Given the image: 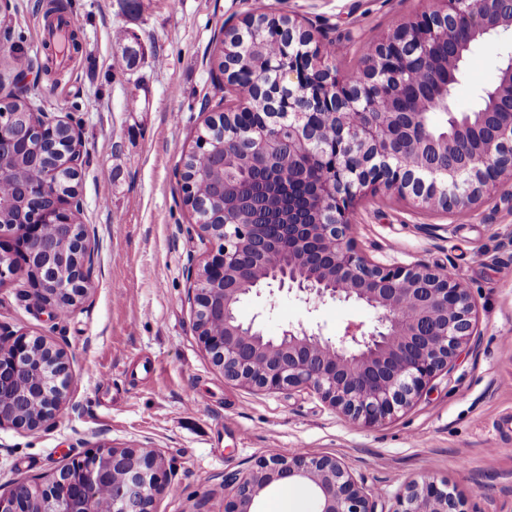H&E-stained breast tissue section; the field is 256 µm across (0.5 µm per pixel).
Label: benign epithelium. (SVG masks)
Wrapping results in <instances>:
<instances>
[{
  "label": "benign epithelium",
  "instance_id": "1",
  "mask_svg": "<svg viewBox=\"0 0 512 512\" xmlns=\"http://www.w3.org/2000/svg\"><path fill=\"white\" fill-rule=\"evenodd\" d=\"M436 8L401 24L376 41L358 82L338 77L319 62L322 43L312 30L288 20V63L257 69L224 48L219 75L234 88L252 72V89L238 104L211 117L206 129H224V159L232 158L235 115H258L244 136L262 157L254 177L240 185L216 186L224 194V221L204 218L208 202L196 196L185 169L177 170L185 198L195 203L197 231L214 248L194 281L196 331L224 378L267 392L295 388L320 395L358 428L375 426L408 407L427 383L470 347L475 304L448 272L417 263L387 266L362 255L351 238L352 217L367 193L385 190L424 208L469 213L492 189L512 182V122L495 126L472 153L457 152V137L505 106H512V49L496 82L477 91L484 108L462 117L450 112L448 85L457 79L463 52L512 32V0H434ZM448 43V56L431 52ZM388 82L393 93L372 111L369 87ZM449 113L453 133L438 136L428 124L433 109ZM294 161L289 182H308L309 169L330 168L313 182L304 204L288 223L270 205L283 153ZM18 153L39 159L63 156L74 181L85 163L80 126L49 112H1L0 160ZM464 185L455 188L458 173ZM25 220L0 224V286L23 281L25 297L53 319L62 304L74 309L92 287L94 251L76 190L58 196L53 180L19 189ZM61 274V300L48 277ZM287 290L312 308L331 299L353 301L375 312L372 326L348 328L332 339L303 325L278 336L239 316L240 304L263 292ZM71 382L65 353L43 337L0 329V426L34 430L60 411ZM153 448L101 447L52 480L0 494V512H98L97 493L112 491L111 512H151L166 485ZM283 483L305 485L315 512H374L372 493L331 456L271 454L247 473L224 475L231 490L224 512H257L265 491ZM393 512H467L447 483L433 478L409 482Z\"/></svg>",
  "mask_w": 512,
  "mask_h": 512
}]
</instances>
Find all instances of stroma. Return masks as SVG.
I'll list each match as a JSON object with an SVG mask.
<instances>
[{
	"mask_svg": "<svg viewBox=\"0 0 512 512\" xmlns=\"http://www.w3.org/2000/svg\"><path fill=\"white\" fill-rule=\"evenodd\" d=\"M80 50L44 72L47 33L39 0H11V45L33 66L36 105L79 122L85 165L76 181L79 218L95 241L93 284L69 316L37 313L19 288L0 287V327L41 336L69 358L72 384L56 418L28 430L0 426V494L52 478L100 446L152 448L165 463L166 491L153 512H224V476L256 468L269 452L334 456L374 493L375 512L424 475L448 483L467 512H512V184L465 216L428 212L378 192L358 205L352 240L388 265L443 268L468 288L477 334L397 417L357 428L315 393H267L225 380L195 330L192 282L210 249L194 226L175 176L225 89L211 57L226 20L242 24L253 0H62ZM428 0H265L267 10L312 26L344 69L367 42L414 19ZM141 41L127 72L114 70ZM512 38L476 49L455 90L459 109L494 82ZM275 335L288 325L343 335L370 327L372 310L326 301L307 312L278 292L239 308Z\"/></svg>",
	"mask_w": 512,
	"mask_h": 512,
	"instance_id": "1",
	"label": "stroma"
}]
</instances>
